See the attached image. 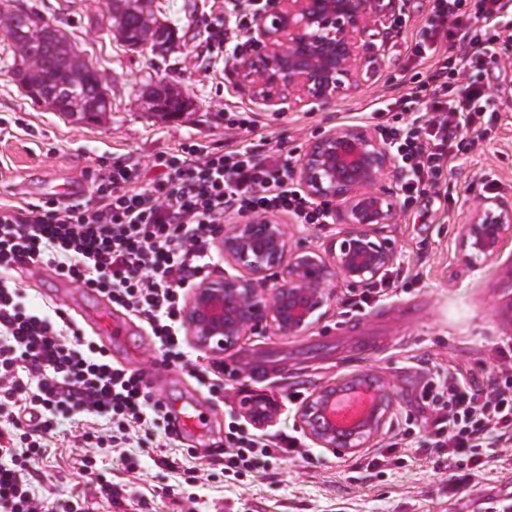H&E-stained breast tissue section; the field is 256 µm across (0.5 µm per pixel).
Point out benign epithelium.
Segmentation results:
<instances>
[{"mask_svg": "<svg viewBox=\"0 0 512 512\" xmlns=\"http://www.w3.org/2000/svg\"><path fill=\"white\" fill-rule=\"evenodd\" d=\"M396 2L268 0L250 29L253 51L237 64L240 82L269 108L331 104L355 91L375 68L377 56L368 52V39ZM391 165L387 148L361 126L338 127L311 140L299 162L302 186L316 200L342 203L348 230L320 249L292 250L285 225L271 216L225 225L220 250L246 274L207 279L193 289L183 311L192 342L227 351L263 325L278 336H296L321 318L331 283L367 286L384 275L395 251L371 229L397 219L392 201L374 191ZM461 239L466 260L497 258L512 240V206L484 201L462 225ZM279 271L281 279L266 287ZM336 391L335 384L322 387L300 411L306 435L321 448L369 447L390 419V393L381 392L370 410L341 426L330 413ZM244 410L257 428L277 417V408L262 394L250 396Z\"/></svg>", "mask_w": 512, "mask_h": 512, "instance_id": "benign-epithelium-1", "label": "benign epithelium"}]
</instances>
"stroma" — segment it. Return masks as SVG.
Masks as SVG:
<instances>
[{"mask_svg": "<svg viewBox=\"0 0 512 512\" xmlns=\"http://www.w3.org/2000/svg\"><path fill=\"white\" fill-rule=\"evenodd\" d=\"M161 12L178 36L167 56L150 49L128 50L109 30L105 0H37L42 14L65 30L83 49L106 85L112 110L105 117L76 123L33 102L11 80V51L0 35V204H40L90 208L96 203L91 179L99 164H122L147 170L157 155L176 153L194 144L223 152L236 137L227 119L230 111L251 112L259 134L307 146L330 129L351 125L355 113L370 111L378 100L398 95L410 67L406 48L428 15V0H397L372 43L380 64L370 78L323 109L308 106L274 110L257 104L241 84L236 67L209 54L212 42L206 20L224 13V0H159ZM498 52L485 58L480 80L501 89L495 98L497 123L484 148L465 152L454 161L444 182L452 199L432 193L405 207L400 203L397 171L389 169L375 189L398 205L396 223L379 228L395 250L386 274L385 296L360 315L347 313L345 298L355 287L330 286L324 315L298 336L274 335L262 326L242 337L230 351L216 353L187 344L189 356L207 371L221 369L227 385L220 394L178 369L157 365V343L149 328L133 314L111 307L106 295L62 280L45 266L22 265L11 272L32 306L59 309L76 324L86 312L111 307L126 337L112 344V363L149 376L151 394L162 401L188 406L208 426L202 433L174 439L149 437L146 448H128L138 467L123 465L124 454L110 444L86 446L81 435L104 427V419L83 414L66 421L43 438L44 454L27 476L44 512L75 504L79 512H483L485 502L512 500V444L489 460L470 487L449 491L448 478L434 470L429 431L435 413L420 393L434 372L457 366L479 385L497 374L501 344L512 341V242L490 262L463 258L461 226L487 198L481 182L494 178L497 198L512 205V67L498 62ZM168 82L192 101L189 112L158 119L140 107V91L148 82ZM79 183L76 197L58 195L63 184ZM290 248H319L346 231L343 220L320 227L300 224L283 215ZM377 375L394 398L389 424L376 439L388 443L394 432L413 423L417 434L404 467L381 477L357 476L359 454L315 448L313 463L282 455L264 471L243 481L224 477V432L230 421L245 422L243 402L265 394L279 409L277 420L261 429L264 439L301 435L298 413L322 386L356 369ZM94 457L98 476L83 471ZM206 469L197 484L184 481L188 466Z\"/></svg>", "mask_w": 512, "mask_h": 512, "instance_id": "stroma-1", "label": "stroma"}]
</instances>
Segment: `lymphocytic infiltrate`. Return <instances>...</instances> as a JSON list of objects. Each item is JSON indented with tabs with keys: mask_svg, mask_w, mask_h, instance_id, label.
<instances>
[{
	"mask_svg": "<svg viewBox=\"0 0 512 512\" xmlns=\"http://www.w3.org/2000/svg\"><path fill=\"white\" fill-rule=\"evenodd\" d=\"M456 27H449V20ZM512 32V0H431L428 18L408 47L413 67L406 91L371 112L383 143L397 162L404 202L430 193L463 145L491 139L484 89L457 78L481 68L482 56ZM472 46L464 57L442 53L443 40ZM472 129L463 142V129ZM286 142H229L223 153L197 146L158 155L149 187L123 165L98 169L94 208H57L53 201L0 207V439L10 463H0V512H40L23 473L38 460L43 437L60 421L86 413L107 420L120 443L159 427L176 435L166 405L146 390L140 373L113 366L95 342L74 329L61 311L32 308L8 273L20 264L46 265L59 275L108 296L112 305L144 317L157 338V361L185 371L213 392L223 389L199 373L184 350L183 300L204 269L220 257L210 241L228 215L281 213L301 224L334 223L333 202L310 197L295 177ZM489 389H477L462 370L438 372L422 398L438 413L430 432L436 470L449 471L463 488L493 454L489 437L512 435V352ZM25 402L28 418L8 414ZM301 453L302 441H261L229 423L224 475L239 481L284 452Z\"/></svg>",
	"mask_w": 512,
	"mask_h": 512,
	"instance_id": "1",
	"label": "lymphocytic infiltrate"
}]
</instances>
